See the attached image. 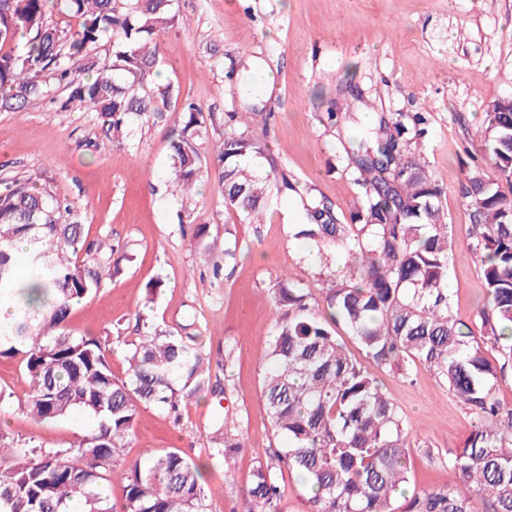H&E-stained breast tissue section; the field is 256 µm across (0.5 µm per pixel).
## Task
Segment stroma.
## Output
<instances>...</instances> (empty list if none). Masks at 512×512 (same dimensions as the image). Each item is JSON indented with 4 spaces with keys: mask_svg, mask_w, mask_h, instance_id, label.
Here are the masks:
<instances>
[{
    "mask_svg": "<svg viewBox=\"0 0 512 512\" xmlns=\"http://www.w3.org/2000/svg\"><path fill=\"white\" fill-rule=\"evenodd\" d=\"M159 43L158 79L175 99L163 117L127 118L125 137L106 139L94 112L61 110L47 99L12 109L0 106V184L42 174L74 206L92 238H109L132 254L124 274L75 305L67 320L74 335L94 336L111 351L112 371L124 377L125 351L139 325L193 337L207 354L223 394H201L178 415L143 405L135 432L112 467V493L121 499L129 462L177 448L203 465L212 512H244L243 493L259 463L285 442L271 426L261 394L269 339L278 316L273 294L283 276L302 281L324 303L330 273L342 271L334 251L317 266L295 238L300 201L331 205L341 222L363 202L351 163L364 111L400 121L399 146L442 190L448 225V288L457 316L473 318L486 302L474 254L473 210L465 195L469 168L493 174L482 129L488 105L512 97V0H177L176 20ZM271 71V91L248 95L246 79ZM207 112V132L195 141L200 183L194 196L172 190L170 140L183 101ZM258 109L249 131L267 158L291 175L296 191L270 195L263 221L225 209L216 159L230 114ZM208 227L206 243L193 237ZM235 251L226 257L225 248ZM220 264L221 278L211 267ZM162 280L155 300L147 285ZM410 425V481L415 490L458 487L450 451L463 447L471 416L446 381L424 365L410 376L362 359ZM24 358L0 357V441L68 448L95 421L76 412L41 422L21 393ZM235 423L245 446L232 479L208 456L218 419Z\"/></svg>",
    "mask_w": 512,
    "mask_h": 512,
    "instance_id": "obj_1",
    "label": "stroma"
}]
</instances>
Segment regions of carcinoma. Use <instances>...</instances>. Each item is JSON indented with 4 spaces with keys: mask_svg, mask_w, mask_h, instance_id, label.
Masks as SVG:
<instances>
[{
    "mask_svg": "<svg viewBox=\"0 0 512 512\" xmlns=\"http://www.w3.org/2000/svg\"><path fill=\"white\" fill-rule=\"evenodd\" d=\"M58 10L78 20L75 31L51 25ZM174 0H0V103L5 106L67 90L62 108L96 112L107 139L124 132V116L162 112L171 84L154 81L158 33L175 22ZM112 40V64L93 55ZM171 148L173 183L187 197L200 180L193 139L206 131L202 109L187 104ZM484 140L500 182L512 187V99L486 116ZM267 148L248 129L224 136L218 179L224 206L261 216L271 190L295 191L288 171L252 159ZM366 191L363 206L342 224L332 208L303 203L296 236L346 260V275L327 288L328 312H317L301 282L280 283L266 354L262 396L276 434L288 446L259 464L246 497L249 512H281L287 467L310 488L309 512H470L457 489L412 492L410 425L382 383L351 355L355 343L381 368L426 365L467 406L473 430L448 454V468L489 512H512V410L501 412L500 379L512 370V198L499 182L486 186L479 167L467 173L475 251L487 304L465 322L448 294V224L440 189L420 162L403 158L395 139L374 138L353 157ZM70 204L35 177L16 178L0 191V307L12 321L0 329V357L24 354V402L40 420L84 411L96 421L77 444L36 452L0 443V512H207L200 466L174 448L148 467L126 470L121 504L112 501V463L135 429L140 405L171 411L211 387L210 362L182 336L148 333L127 350L117 378L101 341L71 334L74 305L120 277L126 257L77 222L59 223ZM213 454L232 471L244 435L226 422L215 430Z\"/></svg>",
    "mask_w": 512,
    "mask_h": 512,
    "instance_id": "cac0c4a2",
    "label": "carcinoma"
}]
</instances>
